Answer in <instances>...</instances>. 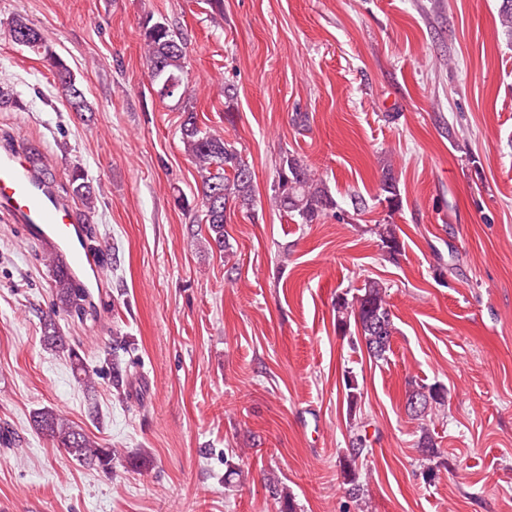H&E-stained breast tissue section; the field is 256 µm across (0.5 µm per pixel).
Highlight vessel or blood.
Segmentation results:
<instances>
[{"label":"vessel or blood","mask_w":512,"mask_h":512,"mask_svg":"<svg viewBox=\"0 0 512 512\" xmlns=\"http://www.w3.org/2000/svg\"><path fill=\"white\" fill-rule=\"evenodd\" d=\"M0 208L26 226L33 238L62 255L75 280L102 284L104 269L88 245V228L79 223L69 207L18 148H0Z\"/></svg>","instance_id":"obj_1"}]
</instances>
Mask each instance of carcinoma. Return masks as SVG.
<instances>
[{
	"label": "carcinoma",
	"instance_id": "obj_1",
	"mask_svg": "<svg viewBox=\"0 0 512 512\" xmlns=\"http://www.w3.org/2000/svg\"><path fill=\"white\" fill-rule=\"evenodd\" d=\"M143 64L152 81L171 80L177 84L168 97H184L187 86L184 76L187 67V46L184 38L163 18L156 19L146 15L141 22ZM33 35V39L23 47L45 58L54 77L57 89L65 97L68 107L76 113L89 110L84 94L75 95L65 88H78L76 76L67 63L53 50L44 34L30 25L25 18L15 17L10 25V36ZM181 142L185 154L199 177L197 200L194 209L198 213V231L210 249L223 254L226 259L234 257L229 239L224 234L227 210L235 207L247 213H253L255 195L253 172L238 150L235 143L224 136L201 127L198 115L194 111L184 112L180 124ZM72 193L91 208L94 200L92 188L88 185L87 175L77 168L71 178ZM381 194L389 209L399 206V189L390 171H385L380 184ZM270 202L283 213L298 219L300 224H317L329 211L336 208L332 197L322 181L315 175L300 157L284 153L279 160L275 179L271 187ZM383 248L390 258L401 254L403 243L400 240L396 224H380L377 229ZM54 270V293L57 307L67 313L84 315L83 291L73 285L63 265L51 259ZM336 322L345 327L355 322L369 356L376 360H386L391 352V339L395 333L393 314L386 300V287L376 279H366L357 293L348 298L339 296L335 303ZM44 341L50 348L67 351L74 355L76 379L83 389L95 388V373L87 370L75 350L64 337L58 335L54 319L44 322ZM420 404L417 410L408 409L414 417H422L435 407H441L448 401L446 389L419 383L409 384L406 401ZM37 429L62 448L72 459L88 467L112 470V449L102 446L92 439L80 426L68 419L61 411L43 408L33 415ZM368 454L367 436L357 430L349 440V448L344 455L343 474L346 494L359 501L364 495L363 485L359 483L356 462Z\"/></svg>",
	"mask_w": 512,
	"mask_h": 512
}]
</instances>
